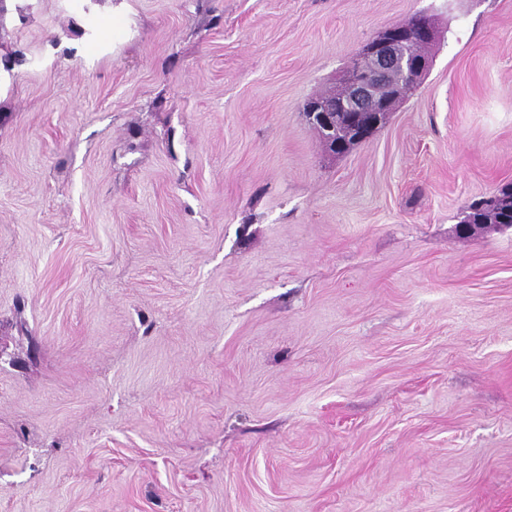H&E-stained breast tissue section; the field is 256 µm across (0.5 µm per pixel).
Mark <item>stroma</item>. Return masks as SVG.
Wrapping results in <instances>:
<instances>
[{
    "mask_svg": "<svg viewBox=\"0 0 512 512\" xmlns=\"http://www.w3.org/2000/svg\"><path fill=\"white\" fill-rule=\"evenodd\" d=\"M0 14V512H512V0ZM89 30L68 53L76 16ZM419 85L331 153L380 30ZM419 19L411 20L405 25L386 27L371 38L354 56L337 89L341 96L338 99L311 100L306 104V112L310 120L320 125L319 132L328 148L339 140H350L354 135V144L368 138L366 128L374 122L377 112H394L397 103L403 97L399 88L405 83H412L422 76L430 66L429 56L414 57L409 51V43L415 41L410 49L418 54L430 51L428 42H434L438 31L434 24L426 18L415 26ZM415 26L411 28H406ZM397 72V85L387 82L390 73ZM371 102L377 107L372 110ZM338 112H359L367 117L353 129L343 124L336 125ZM335 129L333 130L334 126ZM325 129L330 130L326 131ZM333 130V131H332ZM468 209L464 220L468 219L467 224H474L476 228L487 224H495L501 229L512 227V184L501 188L484 207L480 208L475 202Z\"/></svg>",
    "mask_w": 512,
    "mask_h": 512,
    "instance_id": "obj_1",
    "label": "stroma"
}]
</instances>
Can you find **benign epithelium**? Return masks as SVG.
Here are the masks:
<instances>
[{
	"label": "benign epithelium",
	"instance_id": "1",
	"mask_svg": "<svg viewBox=\"0 0 512 512\" xmlns=\"http://www.w3.org/2000/svg\"><path fill=\"white\" fill-rule=\"evenodd\" d=\"M437 37L436 27L426 18L415 27L382 29L352 59L340 81L339 98L306 104L309 119L331 131L337 113L357 112L363 118L354 128V142L368 138L366 128L377 113L394 111L403 97L399 88L416 81L430 66L429 57L411 55L409 43L418 39L433 42Z\"/></svg>",
	"mask_w": 512,
	"mask_h": 512
}]
</instances>
